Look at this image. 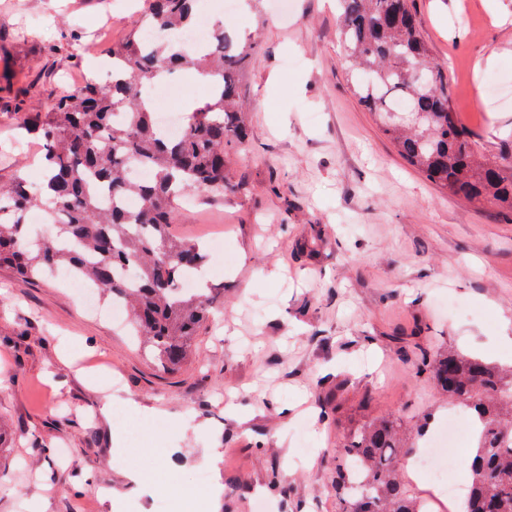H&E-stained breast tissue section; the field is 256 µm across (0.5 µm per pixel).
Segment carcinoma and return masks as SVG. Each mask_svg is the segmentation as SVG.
<instances>
[{
	"label": "carcinoma",
	"mask_w": 512,
	"mask_h": 512,
	"mask_svg": "<svg viewBox=\"0 0 512 512\" xmlns=\"http://www.w3.org/2000/svg\"><path fill=\"white\" fill-rule=\"evenodd\" d=\"M143 21L172 30L191 27L197 0H145ZM343 63L359 101L374 114L399 155L449 196L512 212V150L478 157L472 131L450 104L448 69L428 53L415 0H338ZM152 46L136 32L109 55L110 85L88 81L59 95L32 129L44 141V189L22 181L0 186V265L35 278L59 265L122 299L136 335L155 363L178 369L214 305L217 288L185 291L183 279L202 266L199 243L174 235L179 201L192 191L235 192L224 176V145L241 141L240 75L258 49L228 28L212 31L210 47L192 58ZM217 73L223 88L187 117L177 138L161 134L145 106V81L179 69ZM408 102L407 118L392 101ZM152 173L146 184L127 168ZM136 195L128 212L115 202ZM43 210L55 233L28 236L27 216ZM139 269L136 283L123 276ZM422 369L454 405L470 411L477 429L469 461L465 512H512V367L503 368L454 349L424 356ZM405 448L393 415L370 417L348 429L336 449L340 512H423L399 467Z\"/></svg>",
	"instance_id": "carcinoma-1"
}]
</instances>
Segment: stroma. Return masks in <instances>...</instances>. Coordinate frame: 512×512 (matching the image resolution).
<instances>
[{
  "label": "stroma",
  "mask_w": 512,
  "mask_h": 512,
  "mask_svg": "<svg viewBox=\"0 0 512 512\" xmlns=\"http://www.w3.org/2000/svg\"><path fill=\"white\" fill-rule=\"evenodd\" d=\"M431 58L448 68L450 101L482 154L512 149V0H416ZM130 0H0V184L40 175L19 149L28 118L90 75L137 27ZM254 36L242 74L246 137L224 148L231 194L199 192L176 236L220 237L203 276L223 285L221 317L204 323L182 367L160 371L126 326L88 313L55 277L0 267V512H161L166 489L124 484L149 462L191 491L219 451L228 494L219 512H337L336 447L370 411L416 430L463 417L419 370L454 348L511 365L512 216L448 196L411 168L358 102L342 60L335 0H275L232 17ZM56 45L48 53L47 45ZM87 341L84 363L112 372L102 393L60 358ZM149 414L120 413L137 441L115 451L96 415L104 394ZM118 493L120 507L83 489Z\"/></svg>",
  "instance_id": "35a3bbf8"
}]
</instances>
